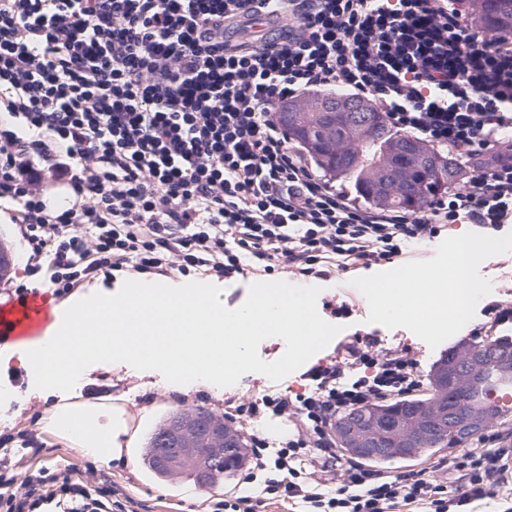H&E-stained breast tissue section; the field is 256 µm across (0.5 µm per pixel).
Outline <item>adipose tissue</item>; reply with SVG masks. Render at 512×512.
<instances>
[{"label":"adipose tissue","instance_id":"ef3b65f1","mask_svg":"<svg viewBox=\"0 0 512 512\" xmlns=\"http://www.w3.org/2000/svg\"><path fill=\"white\" fill-rule=\"evenodd\" d=\"M494 245V240L459 231L451 240V263L437 269L414 272L412 281L417 285L429 284L438 292L453 281L459 295H466L474 260ZM46 426L65 437L73 447L105 463L120 456L123 449L121 438L128 435L131 428L122 407L95 402L56 404L46 419Z\"/></svg>","mask_w":512,"mask_h":512}]
</instances>
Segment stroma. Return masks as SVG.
<instances>
[{
	"label": "stroma",
	"mask_w": 512,
	"mask_h": 512,
	"mask_svg": "<svg viewBox=\"0 0 512 512\" xmlns=\"http://www.w3.org/2000/svg\"><path fill=\"white\" fill-rule=\"evenodd\" d=\"M493 238L496 248L479 257L470 270L472 281L486 286L478 304L472 306L466 320L447 324L436 334L428 332L408 316L387 318L368 300L367 286L376 274L375 268L322 280L318 312L327 322L340 323L343 330L310 359V366L339 362L345 357L349 343L374 337L383 347L415 352L421 360L423 376H431L440 359L447 356L452 347L470 341L472 333L484 325L485 305L506 298V287L512 285V225L494 233ZM349 296L355 303L352 314L336 318L333 307ZM310 386V380L305 379L303 370L299 369L278 382L260 373H248L221 393L204 386L177 392L158 372L139 371L128 364L115 363L108 368L96 364L90 366L70 393L40 397L31 394L27 372L19 361L14 360L8 366L0 367V434L33 432L41 442L42 450L28 456L26 465H78L96 477L107 478L133 497L138 503V512H205L211 500L242 490L243 484L238 477L216 480L202 491L192 483L156 481L142 465L140 443L125 449L118 458L100 462L46 428L50 408L60 402L105 401L122 407L130 423L138 426L140 438L144 439L161 418L176 410L201 406L220 417L224 414L225 399L257 400L273 392L292 397L308 391Z\"/></svg>",
	"instance_id": "1"
}]
</instances>
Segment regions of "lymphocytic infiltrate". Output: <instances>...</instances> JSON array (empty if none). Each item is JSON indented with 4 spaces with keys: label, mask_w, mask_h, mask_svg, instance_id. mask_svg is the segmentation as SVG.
Instances as JSON below:
<instances>
[{
    "label": "lymphocytic infiltrate",
    "mask_w": 512,
    "mask_h": 512,
    "mask_svg": "<svg viewBox=\"0 0 512 512\" xmlns=\"http://www.w3.org/2000/svg\"><path fill=\"white\" fill-rule=\"evenodd\" d=\"M267 0H0V207L26 277L61 298L117 272L327 279L390 263L447 224H512V33L486 40L453 0H281L283 35L242 39ZM374 101L389 127L456 151L465 183L417 210L361 208L276 118L318 87ZM66 183V209L43 195ZM310 392L228 403L249 433L255 493L210 512H512V434L449 450L430 471L340 462L339 416L421 386L407 350L350 345ZM0 436V512H137L75 467L22 476L37 448Z\"/></svg>",
    "instance_id": "obj_1"
}]
</instances>
